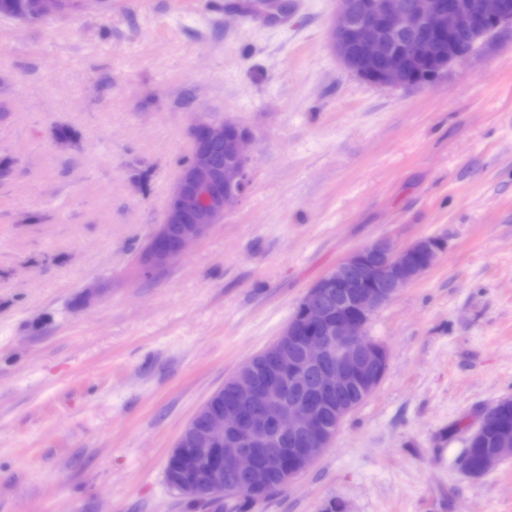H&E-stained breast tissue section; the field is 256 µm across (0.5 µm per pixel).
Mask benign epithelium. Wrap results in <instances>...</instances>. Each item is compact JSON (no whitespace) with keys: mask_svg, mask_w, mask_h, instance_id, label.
Wrapping results in <instances>:
<instances>
[{"mask_svg":"<svg viewBox=\"0 0 512 512\" xmlns=\"http://www.w3.org/2000/svg\"><path fill=\"white\" fill-rule=\"evenodd\" d=\"M20 20L66 16L65 0H24ZM512 24L509 0H337L329 27L333 51L360 78L385 86L436 80L479 42ZM193 148L181 165L161 223L140 251V272L156 276L194 242L224 221L227 207L249 181L250 132L240 124L199 116L191 127ZM440 245L421 238L396 247L378 239L352 252L318 279L281 335L233 375L224 406L207 400L178 436L167 460L169 489L188 501L281 491L330 447L357 404L370 397L389 364L385 345L367 336L373 314L438 261ZM288 437V447L266 452ZM512 456V435L479 467L486 474ZM237 482L220 484L222 470Z\"/></svg>","mask_w":512,"mask_h":512,"instance_id":"1","label":"benign epithelium"}]
</instances>
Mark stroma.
I'll return each instance as SVG.
<instances>
[{"label": "stroma", "instance_id": "1", "mask_svg": "<svg viewBox=\"0 0 512 512\" xmlns=\"http://www.w3.org/2000/svg\"><path fill=\"white\" fill-rule=\"evenodd\" d=\"M288 3L261 25L241 0L0 18V512H193L164 471L200 405L345 256L424 236L438 263L367 328L380 386L254 512H512V457L458 464L512 398V25L380 87L332 51L336 0ZM200 111L251 133L247 190L141 277Z\"/></svg>", "mask_w": 512, "mask_h": 512}]
</instances>
